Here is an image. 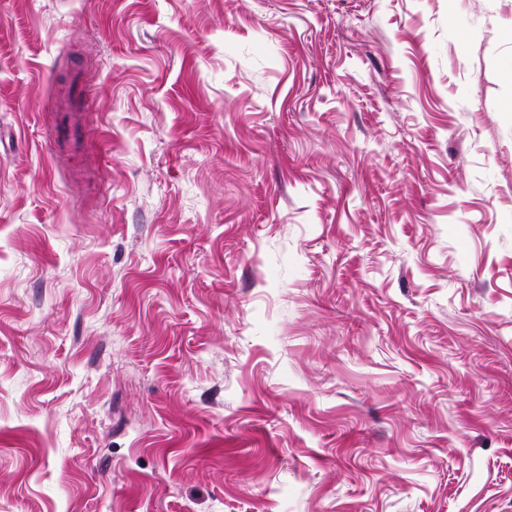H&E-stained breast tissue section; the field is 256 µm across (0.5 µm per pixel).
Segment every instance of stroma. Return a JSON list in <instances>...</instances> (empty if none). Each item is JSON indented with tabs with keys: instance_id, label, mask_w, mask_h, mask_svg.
<instances>
[{
	"instance_id": "stroma-1",
	"label": "stroma",
	"mask_w": 512,
	"mask_h": 512,
	"mask_svg": "<svg viewBox=\"0 0 512 512\" xmlns=\"http://www.w3.org/2000/svg\"><path fill=\"white\" fill-rule=\"evenodd\" d=\"M0 512H512V0H0Z\"/></svg>"
}]
</instances>
